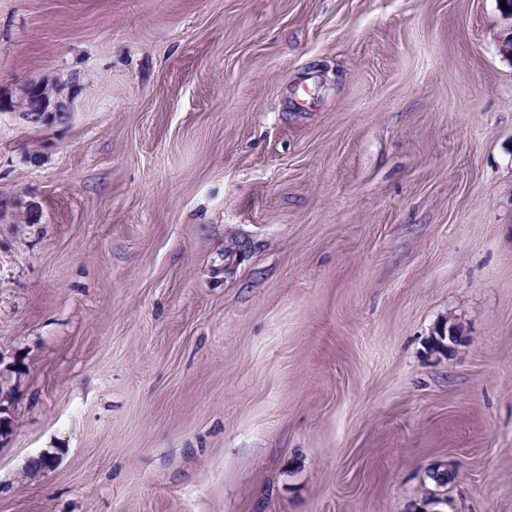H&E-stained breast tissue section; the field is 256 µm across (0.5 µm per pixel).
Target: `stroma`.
Returning <instances> with one entry per match:
<instances>
[{"mask_svg": "<svg viewBox=\"0 0 512 512\" xmlns=\"http://www.w3.org/2000/svg\"><path fill=\"white\" fill-rule=\"evenodd\" d=\"M511 31L0 0V512H512ZM44 87L50 89V99L55 97H57L59 100L62 99V94L64 93L65 88L59 86L58 84H48L44 82L35 81L30 83L26 89L32 91L33 89H43ZM50 99H47L42 95H36L33 92H29L24 96L23 100L21 101V106L26 108L27 112H46L48 106L51 104ZM429 478L433 483V488H428L426 490L422 500L423 503L425 505L449 503L448 496L441 492H445L447 490L448 484L451 483L450 474L443 470H434L430 473Z\"/></svg>", "mask_w": 512, "mask_h": 512, "instance_id": "obj_1", "label": "stroma"}]
</instances>
